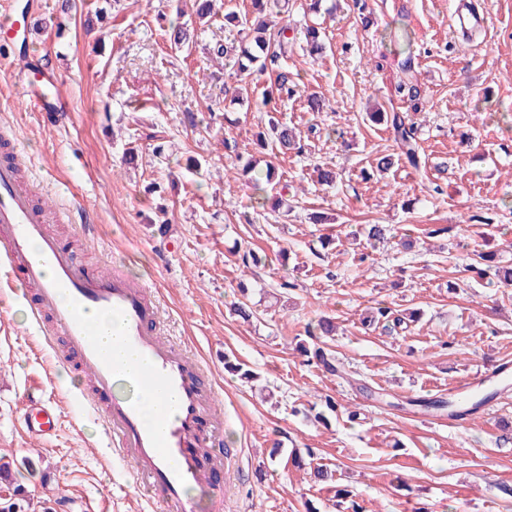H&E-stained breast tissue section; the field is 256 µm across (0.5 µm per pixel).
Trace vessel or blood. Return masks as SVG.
<instances>
[{"label":"vessel or blood","mask_w":512,"mask_h":512,"mask_svg":"<svg viewBox=\"0 0 512 512\" xmlns=\"http://www.w3.org/2000/svg\"><path fill=\"white\" fill-rule=\"evenodd\" d=\"M463 34L484 29L483 15L460 0ZM19 30L31 36L29 16L15 17L12 0H0V31ZM28 81H40L33 92L40 111L56 108L55 75L28 71ZM12 136L0 128V257L15 286L31 291L36 322L45 340H65L62 361L78 365L88 381L89 403L102 411L108 444L136 472L152 501L173 512H198L190 495L196 487L208 493L218 512L225 507L224 489L232 481L231 458L215 439V392L203 381L197 359L163 336L158 322V298L145 284L118 272H102L79 263L66 244L46 229V208L34 199V186L18 175L20 158L11 153ZM112 317L120 342L138 358L136 372L127 373L105 347L100 331L85 314ZM160 399L154 423L142 415L141 394ZM22 424L29 438L46 441L58 426L55 411L39 398H29Z\"/></svg>","instance_id":"obj_1"}]
</instances>
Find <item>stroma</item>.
<instances>
[{
    "label": "stroma",
    "instance_id": "stroma-1",
    "mask_svg": "<svg viewBox=\"0 0 512 512\" xmlns=\"http://www.w3.org/2000/svg\"><path fill=\"white\" fill-rule=\"evenodd\" d=\"M458 2L323 0L313 13L306 0H270L269 20L293 40L279 64L299 89L266 105V73L254 74L249 104L224 98L230 71L211 49L244 33L223 15L196 22L190 48L169 47L166 22L175 6L192 13L193 0H39L29 46L0 36V52L55 72L63 100L45 117L24 73L0 68V125H14L43 199L95 218L88 236L69 223L50 232L77 261L120 265L156 289L166 338L204 364L234 451L229 512H512L497 489L512 485V444L501 440L512 387L465 427L423 407L512 360V288L467 270L478 251L512 267V0H470L490 18L471 40L455 31ZM308 24L326 34V56L303 50ZM404 58L422 89L418 112L396 91ZM312 93L323 111H308ZM379 108L415 122L420 168L368 120ZM187 111L201 126L184 125ZM272 116L295 130L301 152L260 147ZM313 126L341 137L313 138ZM380 153L396 157L383 175ZM248 155L276 167L283 210L252 208L253 186L236 174ZM322 165L340 173L335 188L318 183ZM364 224L388 225V240L351 244ZM247 253L261 264L244 267ZM241 298L250 320L230 312ZM380 304L416 320L386 332L368 321ZM322 315L336 319L325 341L333 375L295 350ZM84 386L49 354L28 305L0 295V460L23 489V512H167L109 453L101 419L79 415ZM34 395L60 417L41 445L20 424ZM325 397L341 410L322 422L312 405ZM320 465L332 482L311 478Z\"/></svg>",
    "mask_w": 512,
    "mask_h": 512
}]
</instances>
